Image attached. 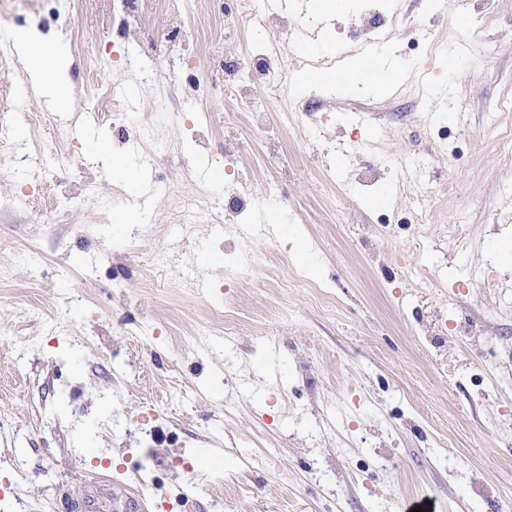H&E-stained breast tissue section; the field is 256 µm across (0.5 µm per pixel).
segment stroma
Returning <instances> with one entry per match:
<instances>
[{
    "mask_svg": "<svg viewBox=\"0 0 512 512\" xmlns=\"http://www.w3.org/2000/svg\"><path fill=\"white\" fill-rule=\"evenodd\" d=\"M388 2L403 72L375 90L292 83L375 52L359 4L310 38L292 28L312 0H256V26L238 0H9L0 47L55 41L72 97L49 104L17 53L0 64L23 157L0 173V512L11 492L115 512L133 490L149 512H512V0ZM269 46L288 66L256 112L224 66L253 84ZM325 142L348 156L329 173ZM235 170L255 197L277 186L284 231L183 241L181 202L232 196ZM246 249L259 271L232 262Z\"/></svg>",
    "mask_w": 512,
    "mask_h": 512,
    "instance_id": "obj_1",
    "label": "stroma"
}]
</instances>
